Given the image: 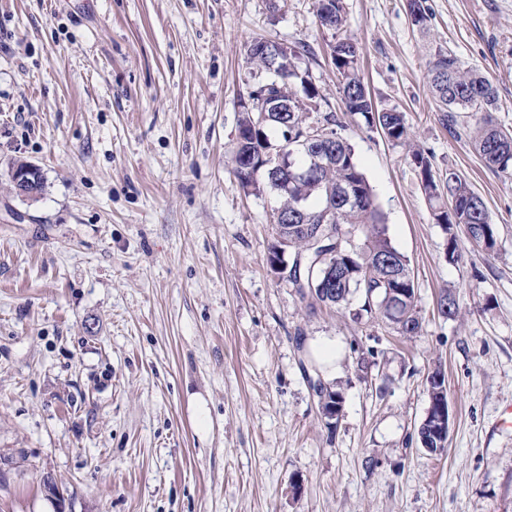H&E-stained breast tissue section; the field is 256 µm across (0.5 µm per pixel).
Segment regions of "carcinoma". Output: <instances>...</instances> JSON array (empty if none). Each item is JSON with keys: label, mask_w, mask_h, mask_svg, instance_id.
<instances>
[{"label": "carcinoma", "mask_w": 512, "mask_h": 512, "mask_svg": "<svg viewBox=\"0 0 512 512\" xmlns=\"http://www.w3.org/2000/svg\"><path fill=\"white\" fill-rule=\"evenodd\" d=\"M408 14L412 25L424 29L430 16L425 0H408ZM315 16L318 25L332 32L334 42L329 44L331 63L342 94L344 112L359 114L368 127L379 128L388 140L404 144L410 139L405 115L398 108L386 111L376 108L368 93L361 73L362 48L348 32L344 0H316ZM266 40L254 37L247 43L245 62L254 80L248 99L251 109H242L238 128L249 131L242 150L259 157L269 145L288 143V167L271 170L256 168L244 173L232 167V174L245 189L261 192L258 173H264L266 184L276 190L283 212L272 213L271 223L277 235L288 234L289 254L309 252V241L303 227L334 237L359 231L363 241L349 252L341 251L328 262L336 268V281L331 290L306 295L302 289L294 292L308 305L341 307L348 311L357 324L369 325L381 318L402 336H415L420 331L416 308L415 281L407 256L391 243L387 227L374 191L363 173L354 146L337 127L340 122L333 112L321 114L322 97L308 68L301 66V52L295 47L268 57L251 52V47ZM283 66L288 74L267 94L291 103V112H269L267 120L251 129V118L259 117L265 100L255 89L269 83L272 67ZM430 87L439 102L440 121L455 131L458 114L471 112L480 115L471 135L474 149L485 165L504 175H512V130L497 126L492 118L498 93L492 81L472 68H465L458 57L440 49L428 66ZM409 161L417 172L422 192L432 209L433 218L447 234L448 261L457 260L458 243L454 228L465 226L471 242L488 251L496 240L484 200L474 191L468 180L457 170L448 169L446 188H441L440 174L425 152L409 151ZM401 273L387 278L385 263ZM364 297V304L351 308L354 294Z\"/></svg>", "instance_id": "1"}]
</instances>
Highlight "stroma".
<instances>
[{
	"label": "stroma",
	"instance_id": "stroma-1",
	"mask_svg": "<svg viewBox=\"0 0 512 512\" xmlns=\"http://www.w3.org/2000/svg\"><path fill=\"white\" fill-rule=\"evenodd\" d=\"M377 102L484 199L496 245L449 262L405 146L344 115L314 0H0V512H512V176L440 120L436 50L489 77L512 130V0H344ZM301 48L355 148L421 328L311 307L271 272L274 189L232 174L245 44ZM39 166L18 197L13 162ZM453 293L458 314L439 315ZM325 339L327 425L298 342ZM442 371L446 451L417 429ZM27 163L28 162L19 160L16 161L12 167H24ZM33 172H35V165L31 164L23 169H15L11 173V184L15 194L30 201H34L39 196L41 197L45 188L44 178L40 168H37L34 174L36 175L37 182L32 176ZM37 183L40 187L41 195L39 194ZM307 363L309 364L313 373L316 375V378L318 379V381L324 385V388L327 391V397L330 402L327 403L326 407H328L330 404H334V406L338 407V411L336 412L337 414H336L335 418H333V416L330 415L329 412L325 414L319 408V406H318V412L321 415V417L326 419L327 425H331V424H335V423L337 424L340 417L342 416L341 412H342L343 396L339 390L334 388L333 385L331 386V384H327L323 381L319 369L316 367L315 364L312 363V361H307ZM321 384L320 383H317L316 385L311 384V389H312L313 395L315 397H317V401L319 402V405H322L323 402L325 401V394H326L325 391H323ZM332 420H334V422H331Z\"/></svg>",
	"mask_w": 512,
	"mask_h": 512
}]
</instances>
